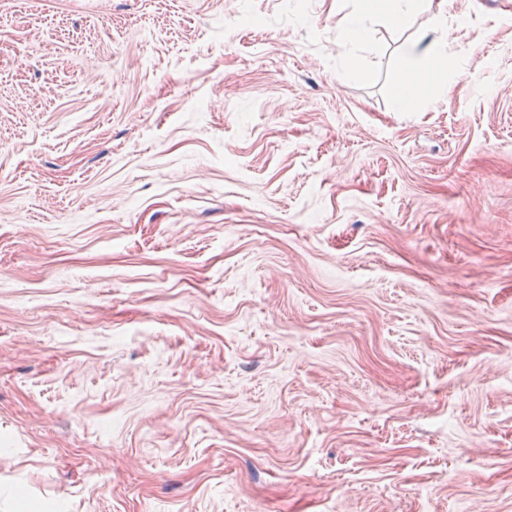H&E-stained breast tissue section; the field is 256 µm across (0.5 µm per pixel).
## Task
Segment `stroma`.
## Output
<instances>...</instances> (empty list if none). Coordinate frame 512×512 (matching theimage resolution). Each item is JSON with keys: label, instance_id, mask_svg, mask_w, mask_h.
Returning a JSON list of instances; mask_svg holds the SVG:
<instances>
[{"label": "stroma", "instance_id": "35a3bbf8", "mask_svg": "<svg viewBox=\"0 0 512 512\" xmlns=\"http://www.w3.org/2000/svg\"><path fill=\"white\" fill-rule=\"evenodd\" d=\"M0 0V512H512V0ZM448 4L447 0H439L437 10L433 12L434 0H364L357 11L345 18L339 29L344 44H356L364 39L369 22L382 20L392 26L405 27L416 14L432 13L428 29L400 48L393 94L398 112L409 111L417 100L437 89L442 95L448 92L447 85L440 82L448 71L452 47L444 36L436 34L445 24Z\"/></svg>", "mask_w": 512, "mask_h": 512}]
</instances>
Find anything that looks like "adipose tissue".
<instances>
[{
    "label": "adipose tissue",
    "instance_id": "1",
    "mask_svg": "<svg viewBox=\"0 0 512 512\" xmlns=\"http://www.w3.org/2000/svg\"><path fill=\"white\" fill-rule=\"evenodd\" d=\"M448 0H363L357 11L343 21L339 33L343 43L361 42L369 22L382 20L403 27L421 12L429 13V27L422 35L402 45L394 88V107L406 112L433 91L440 89L448 71L452 47L439 31L445 23Z\"/></svg>",
    "mask_w": 512,
    "mask_h": 512
}]
</instances>
